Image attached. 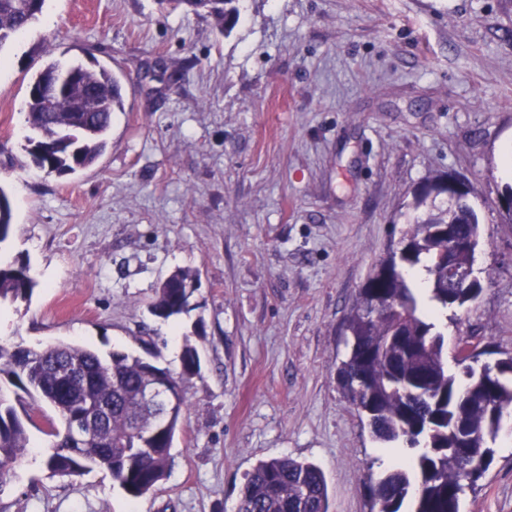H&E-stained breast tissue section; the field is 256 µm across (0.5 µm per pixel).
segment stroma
I'll use <instances>...</instances> for the list:
<instances>
[{
  "instance_id": "1",
  "label": "stroma",
  "mask_w": 512,
  "mask_h": 512,
  "mask_svg": "<svg viewBox=\"0 0 512 512\" xmlns=\"http://www.w3.org/2000/svg\"><path fill=\"white\" fill-rule=\"evenodd\" d=\"M164 58L169 72L151 67ZM111 67L123 87L108 145L73 174L26 151L27 86L51 61ZM512 0H241L234 28L156 0H45L0 50V186L25 260L27 303L0 305V342L74 343L179 372L201 360L156 491L127 496L104 470L62 475L49 437L0 484V512H236L262 460L316 464L329 512H372L381 446L344 398L345 321L397 241L414 188L466 179L480 218L483 291L447 323L483 361L512 355ZM197 271L186 313L150 305ZM461 512H512V452Z\"/></svg>"
}]
</instances>
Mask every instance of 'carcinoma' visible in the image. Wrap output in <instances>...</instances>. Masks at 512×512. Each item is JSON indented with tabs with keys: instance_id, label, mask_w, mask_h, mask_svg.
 <instances>
[{
	"instance_id": "obj_1",
	"label": "carcinoma",
	"mask_w": 512,
	"mask_h": 512,
	"mask_svg": "<svg viewBox=\"0 0 512 512\" xmlns=\"http://www.w3.org/2000/svg\"><path fill=\"white\" fill-rule=\"evenodd\" d=\"M240 0H157L187 13L211 18L223 31L239 16ZM42 9L32 0H0V49L37 20ZM75 80L52 96L27 97L26 122L31 163L59 174L90 167L104 152L112 116L124 110L118 78L112 70L75 65ZM448 174H437L414 189L399 245L387 255L359 291L346 331L351 349L337 368V380L348 403L365 416L379 442L405 451L401 462L383 471L367 486L377 512H460L461 495L476 485L494 460L500 431L496 414L512 412V378L485 366L463 365L464 382L448 373L447 344L437 314L462 307L477 296L475 289L448 284L443 258L448 236L459 240L456 263L475 261L467 239L479 243V218L471 205L454 211L437 200L447 190ZM13 203L0 187V245L15 231ZM171 284L156 291L151 311L167 319L184 313L198 273L178 269ZM37 283L23 261H0V304L31 298ZM180 391L200 373L194 346L184 344ZM78 366L82 383L68 388L58 370ZM33 400L49 405L61 419L91 398L109 406L101 433L69 447L49 416L41 431L53 438L46 464L63 475L105 470L130 497L154 491L171 464L169 442L182 424L178 409L169 432L152 437L140 448L134 431L151 427L153 411L139 400L141 358L111 352L106 356L68 343L42 349L0 343V376ZM29 412L19 414L0 392V480L28 454ZM328 490L315 464L289 457L257 463L241 490L239 512H328Z\"/></svg>"
}]
</instances>
